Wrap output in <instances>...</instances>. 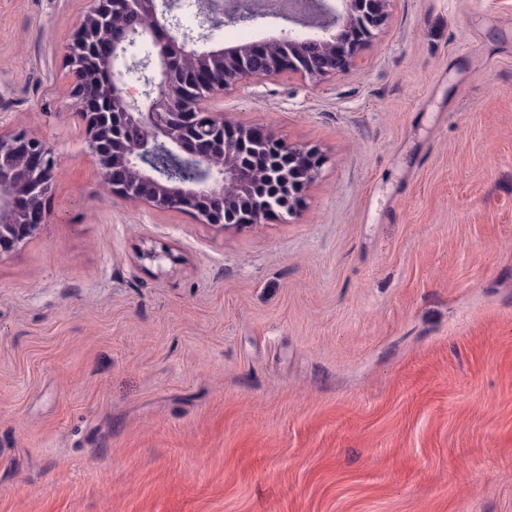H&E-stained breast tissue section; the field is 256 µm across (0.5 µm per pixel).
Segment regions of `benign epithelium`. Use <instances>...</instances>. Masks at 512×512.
<instances>
[{"instance_id": "7a95c632", "label": "benign epithelium", "mask_w": 512, "mask_h": 512, "mask_svg": "<svg viewBox=\"0 0 512 512\" xmlns=\"http://www.w3.org/2000/svg\"><path fill=\"white\" fill-rule=\"evenodd\" d=\"M196 0L199 32L183 28L181 0H126L123 13L140 14L132 28L89 0L68 43L66 67L72 108L85 126L89 153L108 193L160 209L192 212L222 231L260 224L273 213L294 216L316 178L321 157L272 136L264 127L239 128L210 110V100L255 80L286 72L316 83L338 75L357 45L383 24L392 0H305L286 15L245 12L229 3ZM275 20L279 35L202 51L209 31L224 25ZM162 144L187 159L199 177L182 181L149 163ZM265 157V183L251 163ZM59 175L48 143L26 130L0 132V255L10 254L45 224L44 200Z\"/></svg>"}]
</instances>
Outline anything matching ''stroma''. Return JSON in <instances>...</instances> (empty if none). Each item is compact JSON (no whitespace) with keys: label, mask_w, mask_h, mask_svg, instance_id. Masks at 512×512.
I'll return each instance as SVG.
<instances>
[{"label":"stroma","mask_w":512,"mask_h":512,"mask_svg":"<svg viewBox=\"0 0 512 512\" xmlns=\"http://www.w3.org/2000/svg\"><path fill=\"white\" fill-rule=\"evenodd\" d=\"M85 8L0 0V131L61 165L0 256V512H512V0H392L344 73L217 99L324 159L221 232L105 194Z\"/></svg>","instance_id":"1"}]
</instances>
